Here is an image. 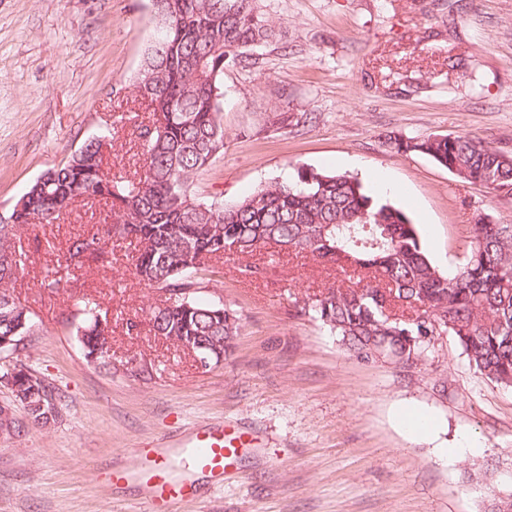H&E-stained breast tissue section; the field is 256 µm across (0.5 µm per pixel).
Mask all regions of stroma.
I'll return each mask as SVG.
<instances>
[{"instance_id": "stroma-1", "label": "stroma", "mask_w": 512, "mask_h": 512, "mask_svg": "<svg viewBox=\"0 0 512 512\" xmlns=\"http://www.w3.org/2000/svg\"><path fill=\"white\" fill-rule=\"evenodd\" d=\"M281 38L224 66V152L196 176L199 200L228 202L301 170L375 178L417 224L440 270L463 262L475 221L512 224V196L464 180L397 138L469 135L512 156V0H259ZM152 0H0V217L34 180L92 136L114 130L112 169L143 164L135 127L147 119L134 91L157 36ZM287 115L278 124L279 115ZM103 201L83 199L58 224L21 233L26 266L10 283L31 314L21 364L54 387L60 413L34 424L6 384L0 405V512H145L131 483L101 471L127 449L171 444L197 424L258 435L223 486L200 479L182 512H483L479 475L512 472V388L469 366L453 336L436 337L421 365L361 360L295 300L336 273L301 255L231 256L203 272L204 299L236 311L229 355L210 369L156 336L160 296L129 272L128 242L85 268L67 290L42 288L56 254ZM263 266L261 277L241 266ZM95 296L112 329V363L87 360L63 322L71 296ZM141 324L128 331L126 319ZM429 414L433 437L406 433L401 412ZM470 439L481 452L444 462L440 449Z\"/></svg>"}]
</instances>
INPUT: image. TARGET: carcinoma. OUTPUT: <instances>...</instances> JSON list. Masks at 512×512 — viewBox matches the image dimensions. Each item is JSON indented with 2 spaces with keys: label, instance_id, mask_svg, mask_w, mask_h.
Segmentation results:
<instances>
[{
  "label": "carcinoma",
  "instance_id": "carcinoma-1",
  "mask_svg": "<svg viewBox=\"0 0 512 512\" xmlns=\"http://www.w3.org/2000/svg\"><path fill=\"white\" fill-rule=\"evenodd\" d=\"M158 36L141 65L139 95L152 118L141 127L143 165L115 176L105 158L106 135L92 137L60 167L39 176L21 197L23 209L0 224V239L24 228L55 224L81 198L101 197L116 216L105 232L76 234L47 270L42 285L57 290L104 253L105 238L134 244L129 265L153 288L175 289L168 305L152 309L155 334L185 351L210 348L221 362L239 330L236 313L205 302L201 272L230 252L251 255L274 245L295 251L344 275L341 284L295 308L339 337L364 360L381 354L404 366L425 357L431 337L449 333L477 373L512 387V224H477L465 260L444 274L430 261L416 224L401 209L371 195L360 179L300 171L249 196L219 206L191 193L196 174L224 149V64L242 48L276 37L256 0H153ZM458 171V176L512 195V164L480 140L428 137L396 143ZM22 254H0V336H24L25 307L14 314L4 285L22 271ZM75 326L85 355L103 350L100 304L75 299ZM485 512H512V492L492 496Z\"/></svg>",
  "mask_w": 512,
  "mask_h": 512
}]
</instances>
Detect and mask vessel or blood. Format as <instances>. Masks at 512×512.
Returning a JSON list of instances; mask_svg holds the SVG:
<instances>
[{
  "label": "vessel or blood",
  "instance_id": "vessel-or-blood-1",
  "mask_svg": "<svg viewBox=\"0 0 512 512\" xmlns=\"http://www.w3.org/2000/svg\"><path fill=\"white\" fill-rule=\"evenodd\" d=\"M238 442L223 423L198 427L172 445L128 449L129 465L113 466L100 480L110 487L137 483L147 512H177L178 505L196 501L199 479L223 482L240 453Z\"/></svg>",
  "mask_w": 512,
  "mask_h": 512
}]
</instances>
